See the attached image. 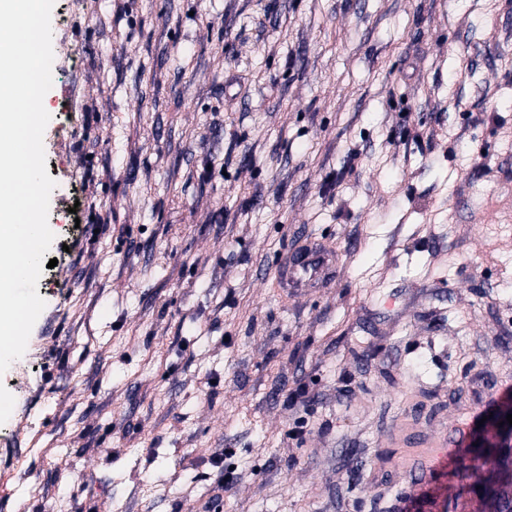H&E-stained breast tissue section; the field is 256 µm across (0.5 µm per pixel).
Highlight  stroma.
<instances>
[{
	"label": "stroma",
	"mask_w": 512,
	"mask_h": 512,
	"mask_svg": "<svg viewBox=\"0 0 512 512\" xmlns=\"http://www.w3.org/2000/svg\"><path fill=\"white\" fill-rule=\"evenodd\" d=\"M69 2L0 512H512V0ZM336 250L314 243L289 256L278 268L275 287L290 297H298L309 288H321L336 276Z\"/></svg>",
	"instance_id": "stroma-1"
}]
</instances>
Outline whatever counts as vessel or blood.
Instances as JSON below:
<instances>
[{"label": "vessel or blood", "mask_w": 512, "mask_h": 512, "mask_svg": "<svg viewBox=\"0 0 512 512\" xmlns=\"http://www.w3.org/2000/svg\"><path fill=\"white\" fill-rule=\"evenodd\" d=\"M338 255L332 246L315 243L289 256L278 268L276 288L297 297L308 289L320 288L336 276Z\"/></svg>", "instance_id": "obj_1"}]
</instances>
